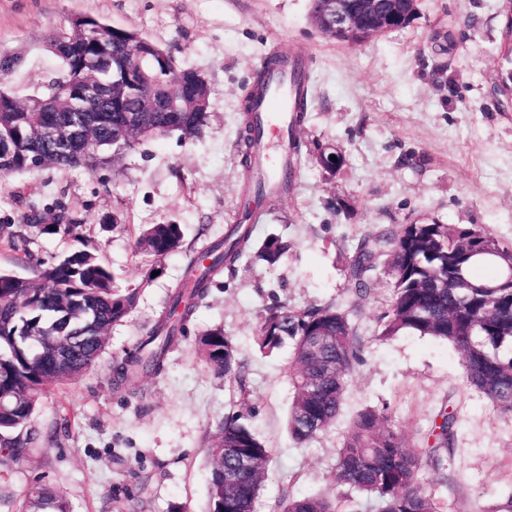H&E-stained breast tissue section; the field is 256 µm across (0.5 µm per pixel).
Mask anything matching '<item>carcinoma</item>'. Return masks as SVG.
I'll return each mask as SVG.
<instances>
[{
	"instance_id": "cac0c4a2",
	"label": "carcinoma",
	"mask_w": 512,
	"mask_h": 512,
	"mask_svg": "<svg viewBox=\"0 0 512 512\" xmlns=\"http://www.w3.org/2000/svg\"><path fill=\"white\" fill-rule=\"evenodd\" d=\"M147 39L103 19L79 15L66 33L51 32L47 45L61 61L59 74L41 95L19 98L6 82L21 58L0 56V159L9 176L42 168H91L109 162L112 143L129 134L128 110L133 97L151 91L178 105L147 115L152 131L139 137L180 133L199 138L209 118L185 105L196 70L173 56L166 61L150 50ZM140 59L137 82L126 75L129 59ZM290 68L301 94L293 126L304 123L308 112V74L302 59L269 55L256 76L266 80L277 70ZM108 84L99 97L84 100L70 94L75 82ZM252 86L242 103L237 146L247 190L262 196L256 178L254 148L261 137ZM81 125V132L66 149H57L52 134ZM245 223L232 225L224 239L205 251L207 265L192 259L183 282L171 292L165 315L143 336L135 350L115 366V385L164 371L170 344L196 308L208 297L213 277L234 271L252 249L255 216L250 206L242 212ZM56 224L32 211L29 227L39 234L61 231ZM477 235L493 238L479 229L449 224H404L359 240L346 273L355 293L369 294L381 259L392 267L393 298L381 335L400 333L432 336L453 345L461 354L466 384L481 392L496 407L512 412V288L497 287L503 260L487 255L459 269V258ZM183 240L179 224H149L137 248L156 256L178 249ZM287 245L277 237L265 239L257 258L269 267L278 265ZM113 275L100 258L77 249L62 258L36 263V279L0 272V472L17 464L32 440L26 432L37 402L49 382H69L96 365L110 328L133 314L137 293L112 285ZM255 343L272 354L291 349L289 381L292 388L287 426L292 439L303 445L336 421L348 377L360 360L359 336L351 312L334 302L303 310L286 305L269 309ZM207 366L231 384L244 386L242 364L232 337L216 327L199 337ZM432 431L434 444L424 453L404 446L401 433L386 425L373 409L360 411L351 421L337 450L333 479L337 486L361 496L364 512H439L434 498L425 494L419 477L424 463L436 462L452 445L455 417L441 415ZM208 481L207 512H255L256 500L270 462L255 432L239 418L224 417L215 435ZM17 512H70L68 500L54 488L35 483L28 487ZM275 512H341L337 501L313 494H284Z\"/></svg>"
}]
</instances>
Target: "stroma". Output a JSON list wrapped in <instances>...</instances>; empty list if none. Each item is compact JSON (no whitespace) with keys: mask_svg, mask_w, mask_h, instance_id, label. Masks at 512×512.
I'll use <instances>...</instances> for the list:
<instances>
[{"mask_svg":"<svg viewBox=\"0 0 512 512\" xmlns=\"http://www.w3.org/2000/svg\"><path fill=\"white\" fill-rule=\"evenodd\" d=\"M512 0H420L407 27L361 45H342L312 25L309 0H0V53L21 57L9 78L17 96L42 93L60 68L47 46L88 14L134 30L197 69L211 89L201 138L171 133L139 141L92 170L41 169L0 177V270L34 278L33 260L83 247L97 251L115 287L137 294L112 327L97 365L69 384H48L33 413L28 456L0 475V512H16L35 481L55 486L72 512H206L208 450L225 416H242L271 450L257 512L283 493L345 498L336 452L350 420L370 407L426 448L440 411L458 416L453 449L424 467L423 490L441 512H507L512 502V414L466 385L462 356L445 341L381 337L392 279L380 268L366 297L351 290L345 265L359 240L404 224L475 226L512 247V100L501 89L502 32ZM308 63L311 110L295 129L296 179L287 195L260 206L252 237H281L288 252L267 267L245 261L220 273L165 370L117 388L112 366L161 317L188 261L223 239L243 211L236 133L240 106L261 56ZM446 65L447 89L432 78ZM345 157L333 177L319 147ZM65 209L70 231L30 234L25 250L4 246L30 207ZM177 223V251L137 250L148 224ZM335 301L353 312L362 361L352 371L335 425L305 445L288 434L289 349L270 356L254 336L268 308L301 310ZM232 336L246 379L237 390L207 367L198 336Z\"/></svg>","mask_w":512,"mask_h":512,"instance_id":"stroma-1","label":"stroma"}]
</instances>
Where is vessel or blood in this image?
Masks as SVG:
<instances>
[{"label": "vessel or blood", "instance_id": "obj_1", "mask_svg": "<svg viewBox=\"0 0 512 512\" xmlns=\"http://www.w3.org/2000/svg\"><path fill=\"white\" fill-rule=\"evenodd\" d=\"M297 94L292 76L282 72L269 78L257 99L256 111L265 129L258 150V164L271 184L293 159L288 131L294 120Z\"/></svg>", "mask_w": 512, "mask_h": 512}]
</instances>
